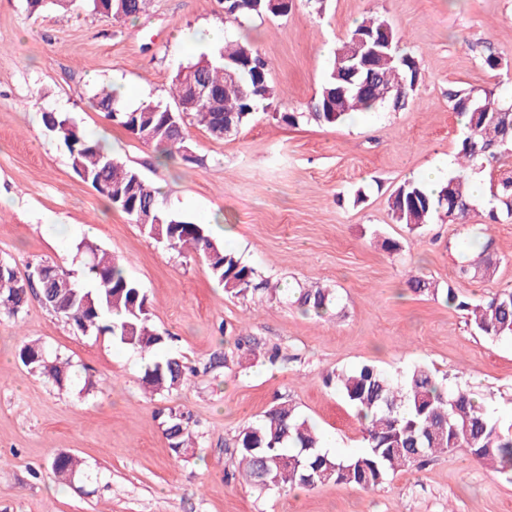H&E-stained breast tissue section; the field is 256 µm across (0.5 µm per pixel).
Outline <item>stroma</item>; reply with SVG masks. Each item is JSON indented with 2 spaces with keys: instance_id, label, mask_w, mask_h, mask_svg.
I'll use <instances>...</instances> for the list:
<instances>
[{
  "instance_id": "stroma-1",
  "label": "stroma",
  "mask_w": 512,
  "mask_h": 512,
  "mask_svg": "<svg viewBox=\"0 0 512 512\" xmlns=\"http://www.w3.org/2000/svg\"><path fill=\"white\" fill-rule=\"evenodd\" d=\"M366 17L386 20L419 64L406 106L336 126L276 120L317 99L335 48ZM223 21L222 0H152L121 24L83 2L34 14L27 0H0V258L22 276L39 261L78 276L76 246L90 239L124 263L152 325L193 370L177 390L153 395L141 378L155 354L80 335L34 297L18 318H0V512H512V481L463 448L372 490L260 492L232 455L244 424L281 398L333 453L361 452L363 423L325 377L363 364L427 366L512 427V339L485 337L463 311L408 285L421 277L473 303L512 289V219L491 221L489 196L474 199L467 223L412 231L387 206L404 180L455 172L464 121L450 92L512 94V0H295L288 15L229 26L266 58L278 95L222 140L186 118L191 163L162 159L91 107L102 85L138 104L169 102L178 66L212 50L182 48V37ZM487 49L496 67L485 65ZM45 111L109 140L113 157L160 188L166 212L204 225L279 294L228 297L198 254H177L130 223L75 174ZM478 226L492 240L490 277L459 272L457 245ZM389 240L398 251L386 250ZM298 286L331 289L336 301L322 316L304 314L287 294ZM241 337L256 342L254 354L236 349ZM33 341L70 360L81 384L60 389L29 374L19 350ZM173 408L199 422L192 455H177L164 434ZM60 454L81 462L65 484L51 471Z\"/></svg>"
}]
</instances>
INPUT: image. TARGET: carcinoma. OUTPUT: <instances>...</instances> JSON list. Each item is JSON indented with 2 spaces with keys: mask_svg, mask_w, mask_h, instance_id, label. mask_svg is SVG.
I'll return each mask as SVG.
<instances>
[{
  "mask_svg": "<svg viewBox=\"0 0 512 512\" xmlns=\"http://www.w3.org/2000/svg\"><path fill=\"white\" fill-rule=\"evenodd\" d=\"M130 5L127 10L125 0H110L108 19L120 23L137 18L145 11L147 0H130ZM268 13V0H262L258 9L224 13V20L238 23L243 18ZM383 28L389 31L392 47H399L401 36L386 21L369 18L359 23L336 48L327 80L308 118L320 124L337 125L354 113L371 112L386 102L397 109L406 105L419 76L417 61L406 54H396V62L381 69V77L364 94L357 93L346 82L352 75L347 45L359 34ZM228 64L237 66L238 81L225 79L224 66ZM186 70L203 78L217 93L216 99L199 104L191 112L197 124L215 140L227 136L229 121H236L239 128L244 126L257 109L267 107L268 101L277 96L270 81L269 63L248 40H228L211 54L179 66L171 78V95L175 100L183 94ZM340 86L348 88L347 103L337 113L335 93ZM449 98L454 101V110L467 118V132L459 144V168L437 191L429 193L421 182L406 180L387 201L395 222L411 231L442 220L450 203L458 205L460 219H465L471 206L469 171L492 164L498 150L512 141L511 99L492 93H451ZM90 103L133 136L145 134L143 143L155 146L166 156L178 153L185 158L190 152L184 119L176 112L168 114L166 104L149 102L135 109L123 108L114 91L103 88L94 92ZM480 106L484 113L474 123L473 112ZM42 121L64 144L73 170L84 182L131 221L137 220L136 209L150 203L153 214L162 222L169 249L179 254L191 249L201 255L211 277L230 296L246 298L274 292L254 267L216 242L203 225L164 212L156 191L140 174L104 153L99 143L80 131L69 117L45 112ZM496 190L506 215L512 217V174L500 176ZM488 246L489 241L481 235L471 236L461 252L462 262L478 258ZM77 251L88 257L84 269L90 284L77 282L72 292H49L46 282L35 274L37 268L47 266L45 262L35 264L26 277L20 278L13 263L0 258V316L19 317L29 298L35 296L85 336L109 335L117 343L141 351L160 348L166 338L151 326L147 295L126 273L123 263L86 241L77 244ZM409 285L415 293H439L448 306L468 312L470 323L484 336L492 340L512 337V290L473 304L454 288L441 292L420 277L409 279ZM332 299L333 293L327 288H303L296 303L304 312L321 316L329 310ZM19 357L30 372L59 388L79 381L70 362L44 345L26 343ZM190 375L178 356L168 354L145 370L142 382L157 394L182 385ZM328 381L335 383L360 418H370L364 426L365 450L350 457L322 450V438L316 429L292 402L281 401L245 425L236 436L234 454L242 466V477L255 489H314L329 483L374 488L395 471L455 448L468 449L478 463L512 479V434L502 432L499 419L471 391L450 387L421 366L393 376L364 364L331 374ZM194 426L189 413L170 411L165 435L175 452L185 454L196 447ZM77 467L78 461L68 455H59L52 462L53 472L62 478L75 473Z\"/></svg>",
  "mask_w": 512,
  "mask_h": 512,
  "instance_id": "cac0c4a2",
  "label": "carcinoma"
}]
</instances>
